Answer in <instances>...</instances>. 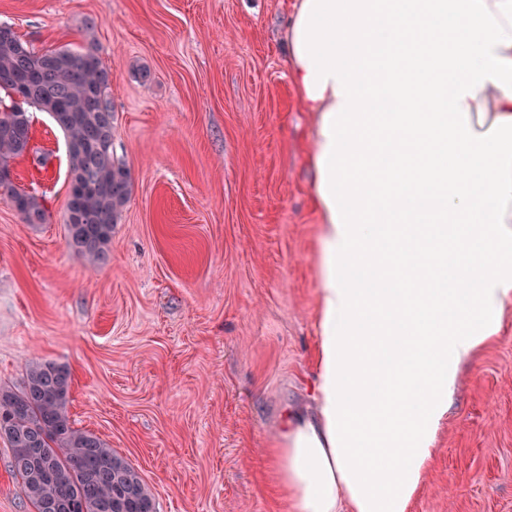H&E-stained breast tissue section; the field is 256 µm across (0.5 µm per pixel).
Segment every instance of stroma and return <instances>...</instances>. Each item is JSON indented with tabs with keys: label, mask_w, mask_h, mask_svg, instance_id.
Listing matches in <instances>:
<instances>
[{
	"label": "stroma",
	"mask_w": 512,
	"mask_h": 512,
	"mask_svg": "<svg viewBox=\"0 0 512 512\" xmlns=\"http://www.w3.org/2000/svg\"><path fill=\"white\" fill-rule=\"evenodd\" d=\"M296 0H0L38 50L94 36L132 193L106 260L67 246L63 132L31 110L0 197V387L67 365L69 414L140 473L157 512H291L271 476L285 415L315 416L324 247L317 118L294 86ZM0 440V512H33ZM410 512H512V302L461 365Z\"/></svg>",
	"instance_id": "obj_1"
}]
</instances>
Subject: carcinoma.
<instances>
[{"label": "carcinoma", "mask_w": 512, "mask_h": 512, "mask_svg": "<svg viewBox=\"0 0 512 512\" xmlns=\"http://www.w3.org/2000/svg\"><path fill=\"white\" fill-rule=\"evenodd\" d=\"M112 74L92 41L81 50L36 51L0 24V90L21 94L50 115L66 138L69 191L66 239L91 265L103 262L112 227L132 191L129 169L114 155ZM30 115L0 99V195L28 224H42L41 198L13 185L10 161L25 154ZM71 372L55 362L32 361L20 388H0V439L11 449L10 467L34 512H157L139 473L95 434L70 419Z\"/></svg>", "instance_id": "obj_1"}]
</instances>
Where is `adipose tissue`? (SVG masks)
Listing matches in <instances>:
<instances>
[{
	"label": "adipose tissue",
	"instance_id": "adipose-tissue-1",
	"mask_svg": "<svg viewBox=\"0 0 512 512\" xmlns=\"http://www.w3.org/2000/svg\"><path fill=\"white\" fill-rule=\"evenodd\" d=\"M288 52L326 260L319 417L286 420L275 477L292 512H408L512 301V0H298Z\"/></svg>",
	"mask_w": 512,
	"mask_h": 512
}]
</instances>
